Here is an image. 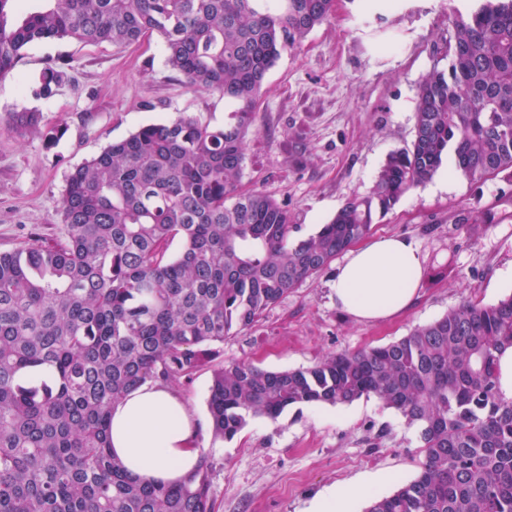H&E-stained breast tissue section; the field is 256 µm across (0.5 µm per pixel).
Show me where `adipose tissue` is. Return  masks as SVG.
Returning <instances> with one entry per match:
<instances>
[{"label": "adipose tissue", "instance_id": "ef3b65f1", "mask_svg": "<svg viewBox=\"0 0 512 512\" xmlns=\"http://www.w3.org/2000/svg\"><path fill=\"white\" fill-rule=\"evenodd\" d=\"M423 257L403 237H383L349 250L332 283L336 306L361 321L391 317L416 299ZM203 422L169 386L156 382L130 392L112 409L113 454L136 477L177 480L197 465Z\"/></svg>", "mask_w": 512, "mask_h": 512}]
</instances>
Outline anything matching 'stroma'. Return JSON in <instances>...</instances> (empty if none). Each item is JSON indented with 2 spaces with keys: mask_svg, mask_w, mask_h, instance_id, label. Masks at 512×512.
I'll list each match as a JSON object with an SVG mask.
<instances>
[{
  "mask_svg": "<svg viewBox=\"0 0 512 512\" xmlns=\"http://www.w3.org/2000/svg\"><path fill=\"white\" fill-rule=\"evenodd\" d=\"M478 0H399L383 18L358 0H336L328 23L282 53L268 71L247 141L243 189L284 206L293 239L317 232L347 199L366 194L389 153L413 139L420 85L448 66L443 49L452 12ZM69 75L47 99L31 87L47 68ZM32 109L47 143L7 124ZM222 96L191 91L164 62L159 38L125 48L48 40L30 45L12 77L0 80V252L59 236L71 171L141 126L183 115L223 125ZM372 236L412 240L423 259L417 301L398 316L361 322L342 314L333 270L307 279L269 308L257 326L214 345L211 363L170 380L201 419L214 365L248 360L272 371L306 368L328 355L380 346L408 335L470 299L493 304L512 294V171L476 183L455 173L445 190L424 183L374 224ZM214 463L217 512H309L328 489L369 486L391 493L414 479L424 459L416 428L376 398L286 409L250 420L233 440L205 433Z\"/></svg>",
  "mask_w": 512,
  "mask_h": 512,
  "instance_id": "obj_1",
  "label": "stroma"
}]
</instances>
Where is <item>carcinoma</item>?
Returning a JSON list of instances; mask_svg holds the SVG:
<instances>
[{
    "label": "carcinoma",
    "instance_id": "cac0c4a2",
    "mask_svg": "<svg viewBox=\"0 0 512 512\" xmlns=\"http://www.w3.org/2000/svg\"><path fill=\"white\" fill-rule=\"evenodd\" d=\"M15 2L0 0V79L44 39L126 47L155 35L185 87L234 109L222 126L181 116L108 145L68 176L62 235L0 253V512H215L204 454L175 484L127 473L112 456V406L191 375L210 346L253 328L365 239L449 149L473 182L512 170V0L454 15L448 71L425 77L411 144L296 242L285 207L240 188L246 137L266 74L331 20L333 0H36L24 15ZM66 78L63 66L44 72L34 95ZM10 126L24 136L40 115L15 112ZM511 348L509 295L306 369L219 364L212 432L231 440L250 418L373 396L417 428L424 461L365 512H512V398L499 373Z\"/></svg>",
    "mask_w": 512,
    "mask_h": 512
}]
</instances>
